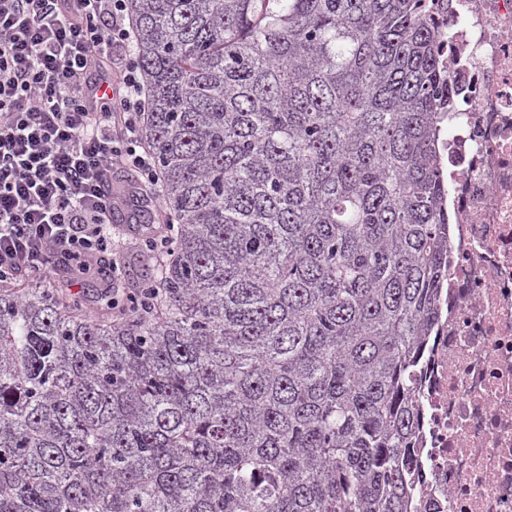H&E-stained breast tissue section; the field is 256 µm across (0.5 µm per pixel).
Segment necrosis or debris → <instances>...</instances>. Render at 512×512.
Here are the masks:
<instances>
[{
  "label": "necrosis or debris",
  "mask_w": 512,
  "mask_h": 512,
  "mask_svg": "<svg viewBox=\"0 0 512 512\" xmlns=\"http://www.w3.org/2000/svg\"><path fill=\"white\" fill-rule=\"evenodd\" d=\"M452 235L420 380L416 512H512V0H456Z\"/></svg>",
  "instance_id": "necrosis-or-debris-1"
}]
</instances>
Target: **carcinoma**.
<instances>
[{
	"instance_id": "cac0c4a2",
	"label": "carcinoma",
	"mask_w": 512,
	"mask_h": 512,
	"mask_svg": "<svg viewBox=\"0 0 512 512\" xmlns=\"http://www.w3.org/2000/svg\"><path fill=\"white\" fill-rule=\"evenodd\" d=\"M454 0H128L178 222L101 315L0 289V512H413Z\"/></svg>"
}]
</instances>
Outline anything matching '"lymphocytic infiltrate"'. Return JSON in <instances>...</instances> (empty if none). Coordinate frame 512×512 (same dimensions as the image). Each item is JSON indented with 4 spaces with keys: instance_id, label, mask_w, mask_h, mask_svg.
Here are the masks:
<instances>
[{
    "instance_id": "1",
    "label": "lymphocytic infiltrate",
    "mask_w": 512,
    "mask_h": 512,
    "mask_svg": "<svg viewBox=\"0 0 512 512\" xmlns=\"http://www.w3.org/2000/svg\"><path fill=\"white\" fill-rule=\"evenodd\" d=\"M126 0H0V284L106 261L125 202L159 205ZM107 58L119 81L93 77ZM136 181L112 189L114 168Z\"/></svg>"
}]
</instances>
